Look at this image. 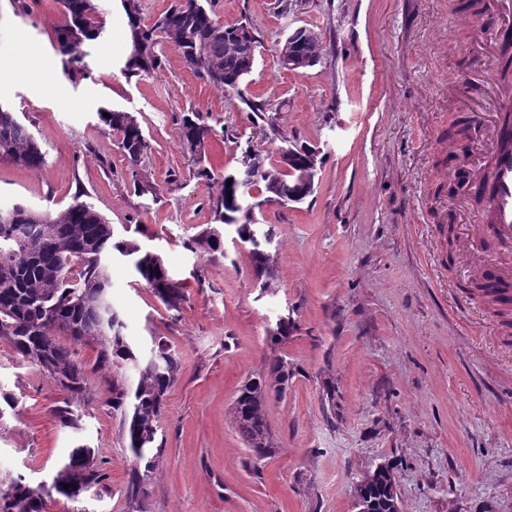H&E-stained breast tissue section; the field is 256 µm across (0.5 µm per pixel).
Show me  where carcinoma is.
Returning <instances> with one entry per match:
<instances>
[{"mask_svg": "<svg viewBox=\"0 0 512 512\" xmlns=\"http://www.w3.org/2000/svg\"><path fill=\"white\" fill-rule=\"evenodd\" d=\"M64 21L56 31L54 48L61 57L64 74L77 80L89 73L86 47L103 32L98 0H60ZM130 31L133 52L125 63L127 74L149 75L161 65L160 45L167 42L181 55L185 65L200 73L213 87L236 90L251 72L257 39L251 37V53L232 48L245 23L226 25L213 17L201 0H175L153 23L141 19L140 0H120ZM100 123L108 127L129 164L135 192L145 194L152 184L139 171L147 151L143 130L129 112L101 106ZM214 128L208 116L191 110L182 115L179 137L195 156L194 177L217 185L211 196L214 225L193 239V249L203 253L223 251L224 226L236 227L238 239L251 246L254 270L273 280L268 255L254 243L249 211L242 204L239 172L216 173L205 165ZM255 182L263 183L270 200L288 202V194L304 187L283 165L260 152H247ZM0 160L31 172L46 163V154L10 106L0 107ZM232 184H227V181ZM126 258L134 272L169 309H178L184 294L168 274L161 256L134 240L118 239L107 219L94 206L74 199L64 209L36 210L22 203L12 207L9 222L0 223V338H5L24 361L36 366L62 391L84 396L88 372H110L111 404L120 413L127 448L144 463L135 474L132 494L143 489V480L154 465L153 444L159 429L163 401L177 376L178 361L168 343L152 338L148 352L133 346L124 334V323L112 310V327L103 330L101 299H111L110 263L114 255ZM96 345L92 370L61 337ZM288 362L276 358L269 375L245 380L234 399V418L248 424L246 442L260 457L271 452V432L266 419L270 391L281 392L288 382ZM64 428L79 429L70 402L55 409ZM103 478L92 448L79 444L48 486L33 489L21 482L0 492V512H40L41 501L55 492L77 502ZM397 483L394 469L384 475L373 470L354 485V496H365L375 512H388L390 488ZM68 488H63V485Z\"/></svg>", "mask_w": 512, "mask_h": 512, "instance_id": "cac0c4a2", "label": "carcinoma"}]
</instances>
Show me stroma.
<instances>
[{
	"mask_svg": "<svg viewBox=\"0 0 512 512\" xmlns=\"http://www.w3.org/2000/svg\"><path fill=\"white\" fill-rule=\"evenodd\" d=\"M211 0L224 23L245 21L258 39L238 90L214 88L173 46L153 74L126 77L127 18L99 0L105 43L87 78L64 75L53 48L58 0H0V99L11 103L47 155L31 172L0 161V207L60 209L82 196L115 232L158 252L185 291L167 309L130 265L113 258L112 304L128 338L161 336L179 368L161 412L155 466L144 493L128 484L135 460L104 377L73 404L80 431L62 428L65 397L0 338V484L51 481L72 448H93L105 478L83 512H355L353 486L392 463L403 512H512V318L474 284L478 277L448 222L478 200L458 193L487 130L449 136L474 110L492 111L489 0ZM320 38L313 67L281 66L289 27ZM130 112L149 144L140 166L157 189L138 196L99 106ZM262 104L264 115L252 107ZM210 114L208 151L218 171L246 150L283 140L316 148L311 196L267 199L258 219L273 231L274 278L262 288L247 246L193 253L212 222L216 186L193 177L179 138L184 112ZM287 317L288 336L267 335ZM288 362L271 394L275 448L257 457L232 407L241 382Z\"/></svg>",
	"mask_w": 512,
	"mask_h": 512,
	"instance_id": "35a3bbf8",
	"label": "stroma"
}]
</instances>
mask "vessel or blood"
I'll list each match as a JSON object with an SVG mask.
<instances>
[{
    "label": "vessel or blood",
    "instance_id": "1",
    "mask_svg": "<svg viewBox=\"0 0 512 512\" xmlns=\"http://www.w3.org/2000/svg\"><path fill=\"white\" fill-rule=\"evenodd\" d=\"M492 161L474 186L484 202L481 212L470 214L462 228L461 244L470 252L483 285L502 305L512 304V265L487 259L484 240L492 237L512 243V120L494 121L489 132Z\"/></svg>",
    "mask_w": 512,
    "mask_h": 512
}]
</instances>
